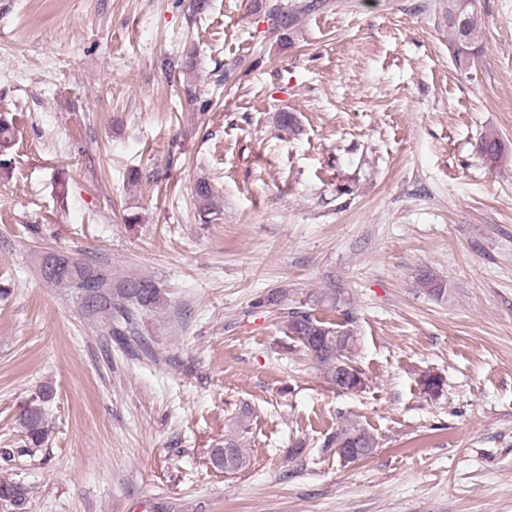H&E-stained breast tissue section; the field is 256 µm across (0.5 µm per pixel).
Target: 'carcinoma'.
<instances>
[{"mask_svg":"<svg viewBox=\"0 0 512 512\" xmlns=\"http://www.w3.org/2000/svg\"><path fill=\"white\" fill-rule=\"evenodd\" d=\"M329 5V0H306L301 4L275 2L269 5L266 16L272 29L279 34L280 45L291 48L297 33V15L303 12H316ZM443 14L448 20V30L452 39L448 45L452 64L466 77H471L474 66L473 45L482 34V21L474 0H445ZM13 145L11 124L0 118V170L9 167L8 151ZM506 152L505 144L494 130L486 131L477 143L479 156L491 163L499 162ZM200 218L217 213L220 205L215 200L209 184L198 183L196 188ZM58 263V273L49 274L47 264H41L43 279L57 287L72 288L81 297L84 310L90 314L107 313L109 331L121 341L135 335V319L141 310L163 307L165 298L155 282L145 277H126L117 285H112V274L101 267L79 261L64 254L52 255ZM264 303L282 307L281 319L285 333L298 347L309 354L307 346L311 336H346L349 342H334L315 349L310 358L320 367L323 380L341 390L358 391L365 385L362 370L354 364L353 351L357 347V312L352 302L334 292H314L299 305H286V292L271 293ZM329 305L339 309L342 322H327L316 316L318 307ZM52 396L49 388L41 390V396L30 401L19 416V425L31 448H38L48 437V425L42 403ZM250 411L243 409L238 417L236 429L225 436L224 443L212 449L210 459L224 467L240 470L246 466L248 451L244 448V433ZM329 448H356L360 458L371 455L378 447V438L369 429L350 422L340 426L328 440Z\"/></svg>","mask_w":512,"mask_h":512,"instance_id":"carcinoma-1","label":"carcinoma"}]
</instances>
